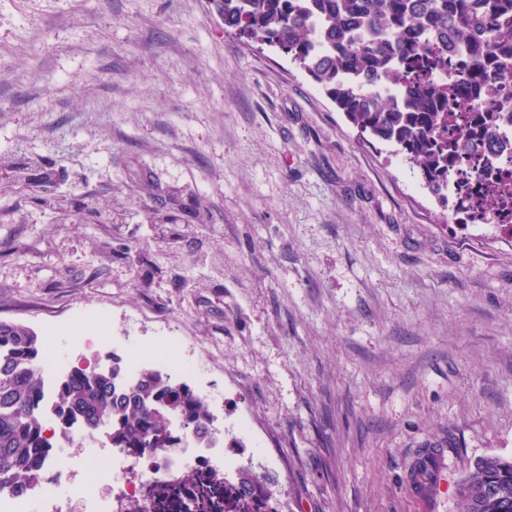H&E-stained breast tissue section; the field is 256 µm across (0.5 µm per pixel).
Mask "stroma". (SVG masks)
I'll return each mask as SVG.
<instances>
[{
  "label": "stroma",
  "mask_w": 512,
  "mask_h": 512,
  "mask_svg": "<svg viewBox=\"0 0 512 512\" xmlns=\"http://www.w3.org/2000/svg\"><path fill=\"white\" fill-rule=\"evenodd\" d=\"M55 172L13 189L14 167ZM101 211L85 222L71 205ZM176 198L203 224L161 233ZM210 0H0V320L74 363L177 338L282 512H418L512 460V240L462 226ZM428 449L430 459L423 470L424 475L415 478L411 476V470L407 474V489L415 500L422 505L428 503L434 497L437 485L442 479V472L445 469V459L442 448H423ZM425 485L420 486L419 483Z\"/></svg>",
  "instance_id": "stroma-1"
}]
</instances>
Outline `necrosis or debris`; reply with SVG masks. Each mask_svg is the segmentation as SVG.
Here are the masks:
<instances>
[{
  "label": "necrosis or debris",
  "mask_w": 512,
  "mask_h": 512,
  "mask_svg": "<svg viewBox=\"0 0 512 512\" xmlns=\"http://www.w3.org/2000/svg\"><path fill=\"white\" fill-rule=\"evenodd\" d=\"M501 137L496 145L494 161L484 163L474 151L462 153L461 168L448 176V212L452 222L478 223L477 204L485 187L503 172L512 169V112L502 113L496 120ZM159 367L177 377L194 374L193 366L181 355V346L170 342L158 350L148 346L135 347L129 354L128 374L144 367ZM90 431L72 427L56 435L52 441L50 475L42 477L32 495L0 494V512H32L35 501L50 504L52 512H70L71 504L87 507L88 512H147L158 484L179 480L182 473L224 469L222 445L195 449L193 454H170L156 448H113L105 469L74 470L72 460L64 454L65 446L86 441ZM72 478L74 492L69 499H60L57 489L61 479Z\"/></svg>",
  "instance_id": "1"
}]
</instances>
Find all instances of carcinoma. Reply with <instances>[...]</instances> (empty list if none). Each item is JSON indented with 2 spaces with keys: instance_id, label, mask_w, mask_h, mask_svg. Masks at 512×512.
<instances>
[{
  "instance_id": "1",
  "label": "carcinoma",
  "mask_w": 512,
  "mask_h": 512,
  "mask_svg": "<svg viewBox=\"0 0 512 512\" xmlns=\"http://www.w3.org/2000/svg\"><path fill=\"white\" fill-rule=\"evenodd\" d=\"M224 28L284 53L336 104L360 136L396 148L422 185L448 206V171L465 139L497 134L474 113L486 98L484 66L512 68V0H212ZM467 53V77L448 70V45ZM395 86L400 96L382 94ZM41 340L0 321V491L23 493L48 465L41 408L56 426L82 423L112 448H179L185 422L196 443L214 440L206 400L153 368L128 379L122 360L77 365L48 397ZM236 512L273 500L266 477L237 470ZM458 512H512V461L482 460L458 489Z\"/></svg>"
}]
</instances>
